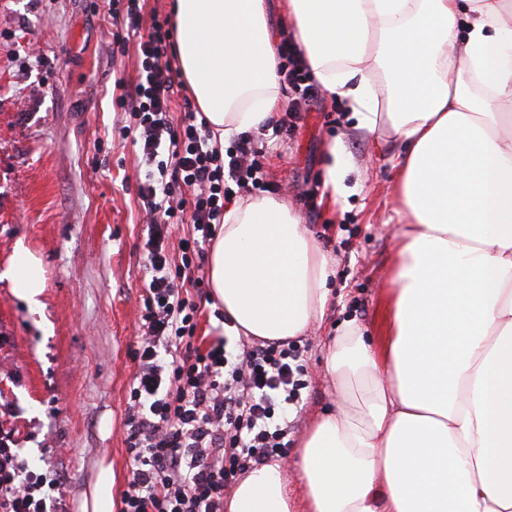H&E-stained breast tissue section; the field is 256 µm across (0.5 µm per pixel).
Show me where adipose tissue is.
Masks as SVG:
<instances>
[{
	"label": "adipose tissue",
	"instance_id": "adipose-tissue-1",
	"mask_svg": "<svg viewBox=\"0 0 512 512\" xmlns=\"http://www.w3.org/2000/svg\"><path fill=\"white\" fill-rule=\"evenodd\" d=\"M281 3L321 86L401 143V228L384 340L350 321L327 348L339 401L301 442V499L272 460L238 478L224 512H512V0ZM265 10L173 5L180 74L218 143L278 107ZM332 274L283 200L227 205L209 280L235 333L302 335ZM8 278L36 304L30 249L15 248Z\"/></svg>",
	"mask_w": 512,
	"mask_h": 512
}]
</instances>
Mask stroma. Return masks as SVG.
Wrapping results in <instances>:
<instances>
[{
  "mask_svg": "<svg viewBox=\"0 0 512 512\" xmlns=\"http://www.w3.org/2000/svg\"><path fill=\"white\" fill-rule=\"evenodd\" d=\"M112 31L109 0H0V395L16 447L30 470L59 476L70 512H82L100 463L113 490L130 475L124 410L147 273L138 149L112 97L136 75L137 45L113 53ZM400 151L325 93L259 158L335 270L324 318L299 338L307 386L284 459L295 496L301 439L337 399L327 343L348 321L384 334ZM19 244L42 263L35 312L5 276Z\"/></svg>",
  "mask_w": 512,
  "mask_h": 512,
  "instance_id": "1",
  "label": "stroma"
}]
</instances>
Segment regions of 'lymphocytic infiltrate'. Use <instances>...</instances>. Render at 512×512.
Returning a JSON list of instances; mask_svg holds the SVG:
<instances>
[{"mask_svg":"<svg viewBox=\"0 0 512 512\" xmlns=\"http://www.w3.org/2000/svg\"><path fill=\"white\" fill-rule=\"evenodd\" d=\"M170 20L153 16L138 45L136 78L121 84L123 126L141 150L145 180L138 198L149 216L145 260L151 273L143 294L142 334L132 357L137 373L126 401L124 442L131 475L119 493V512H224L237 475L272 456H285L288 413L305 388L299 347L288 340L229 349L227 337L208 348L195 344L196 318L210 302L205 289V246L224 222L233 188L257 183L262 152L257 137L241 135L229 154L211 143L207 121L186 109L170 112L175 94L168 54ZM280 81L296 90L289 120L275 121L273 137L291 131L318 95L296 42L282 40ZM189 225L173 259L175 225ZM0 426V512H67L47 497L56 480L30 471Z\"/></svg>","mask_w":512,"mask_h":512,"instance_id":"obj_1","label":"lymphocytic infiltrate"}]
</instances>
